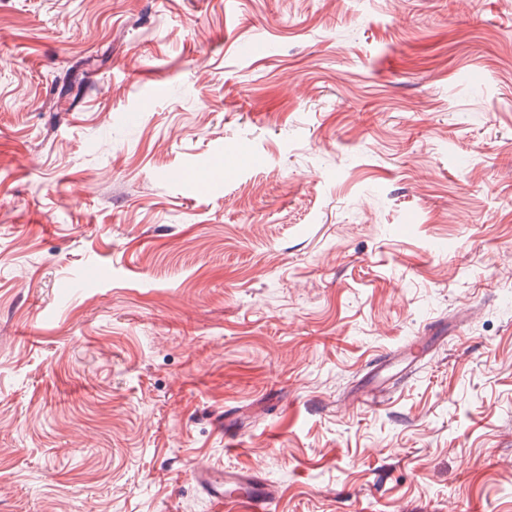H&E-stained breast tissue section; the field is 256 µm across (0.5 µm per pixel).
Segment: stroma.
<instances>
[{"label":"stroma","mask_w":512,"mask_h":512,"mask_svg":"<svg viewBox=\"0 0 512 512\" xmlns=\"http://www.w3.org/2000/svg\"><path fill=\"white\" fill-rule=\"evenodd\" d=\"M509 254L512 0H0V512H512ZM192 477L214 512H269L277 489L258 472L219 470L200 465Z\"/></svg>","instance_id":"stroma-1"}]
</instances>
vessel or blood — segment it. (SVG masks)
Listing matches in <instances>:
<instances>
[{
    "instance_id": "b4317fda",
    "label": "vessel or blood",
    "mask_w": 512,
    "mask_h": 512,
    "mask_svg": "<svg viewBox=\"0 0 512 512\" xmlns=\"http://www.w3.org/2000/svg\"><path fill=\"white\" fill-rule=\"evenodd\" d=\"M192 477L210 500L213 512H270L277 497L275 485L256 472L200 465Z\"/></svg>"
}]
</instances>
